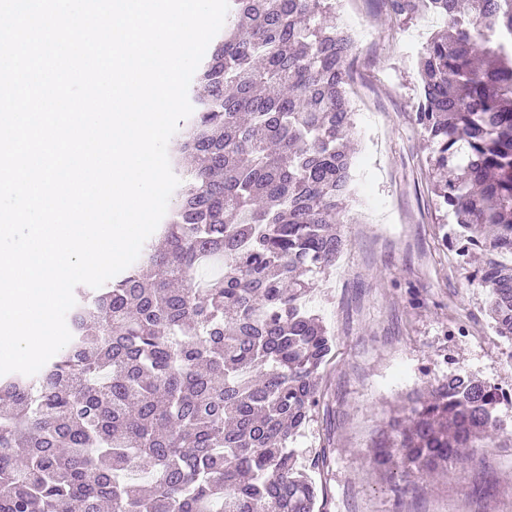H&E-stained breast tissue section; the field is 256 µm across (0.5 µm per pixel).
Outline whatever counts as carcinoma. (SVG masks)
I'll return each mask as SVG.
<instances>
[{"label": "carcinoma", "mask_w": 512, "mask_h": 512, "mask_svg": "<svg viewBox=\"0 0 512 512\" xmlns=\"http://www.w3.org/2000/svg\"><path fill=\"white\" fill-rule=\"evenodd\" d=\"M335 0H229L194 75L160 246L77 289L72 340L33 376H0V512H323L297 444L336 337L307 306L346 247L350 34ZM448 23L420 55L417 121L472 282L512 344V0H389ZM500 388L451 372L393 406L368 464L402 498L512 448Z\"/></svg>", "instance_id": "cac0c4a2"}]
</instances>
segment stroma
<instances>
[{
    "mask_svg": "<svg viewBox=\"0 0 512 512\" xmlns=\"http://www.w3.org/2000/svg\"><path fill=\"white\" fill-rule=\"evenodd\" d=\"M334 21L356 41L348 92L358 152L347 247L310 295L336 346L300 449L307 460L327 456V512H512V449H476L478 473L449 469L400 500L368 465L399 395L454 370L512 388V346L494 335L487 295L470 283L477 261L445 237L416 119L419 54L446 22L394 15L388 0H336Z\"/></svg>",
    "mask_w": 512,
    "mask_h": 512,
    "instance_id": "stroma-1",
    "label": "stroma"
}]
</instances>
